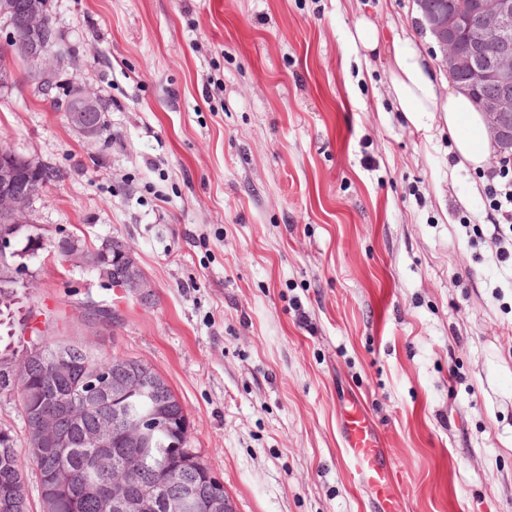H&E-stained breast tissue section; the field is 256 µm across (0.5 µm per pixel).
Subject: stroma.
Here are the masks:
<instances>
[{
  "label": "stroma",
  "mask_w": 512,
  "mask_h": 512,
  "mask_svg": "<svg viewBox=\"0 0 512 512\" xmlns=\"http://www.w3.org/2000/svg\"><path fill=\"white\" fill-rule=\"evenodd\" d=\"M52 97L0 90V146L58 170L30 231L116 237L143 303L89 267L27 258L0 354L31 334L153 364L236 512H374L342 446L356 395L398 512H512V229L442 113L411 122L388 51L449 77L415 0H50ZM380 51L348 41L359 17ZM105 103L92 141L57 102ZM113 320L85 319L89 305Z\"/></svg>",
  "instance_id": "35a3bbf8"
}]
</instances>
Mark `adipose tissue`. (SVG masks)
I'll list each match as a JSON object with an SVG mask.
<instances>
[{"label": "adipose tissue", "instance_id": "obj_1", "mask_svg": "<svg viewBox=\"0 0 512 512\" xmlns=\"http://www.w3.org/2000/svg\"><path fill=\"white\" fill-rule=\"evenodd\" d=\"M391 88L400 111L409 120L429 112L444 113L458 154L474 167L482 166L489 140L481 111L468 95L456 89L450 90L445 99H438L421 63L420 52L410 39L395 43Z\"/></svg>", "mask_w": 512, "mask_h": 512}]
</instances>
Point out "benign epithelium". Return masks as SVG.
<instances>
[{
  "instance_id": "benign-epithelium-1",
  "label": "benign epithelium",
  "mask_w": 512,
  "mask_h": 512,
  "mask_svg": "<svg viewBox=\"0 0 512 512\" xmlns=\"http://www.w3.org/2000/svg\"><path fill=\"white\" fill-rule=\"evenodd\" d=\"M422 21L440 49L442 61L454 76L455 87L467 94L488 83L493 91L478 98L487 124L491 145L495 148L491 162L512 160V0H483L472 8L465 0H417ZM9 27L13 49L23 58L39 64L38 83L51 91L60 59L50 48L51 32L44 27L43 13L34 3L20 6L16 0H0V21ZM98 96L82 89L71 92L64 104L68 122L80 128L87 138L96 140L103 132L99 118ZM25 157L14 154L0 157V216L10 220L0 231V251L9 241L14 228L23 223V203L15 192L24 179ZM103 256L112 255V278L134 293L141 301L151 300V284L136 265L129 247L113 237L102 240L95 248ZM50 370L54 376L71 374L75 368L71 351H39L22 356L8 368L13 386L23 393L31 382L34 364ZM144 394L155 397L148 416L128 412L129 399ZM66 404L85 412L98 407L94 422L82 429L84 444L98 450L92 456L94 468L112 470V483L98 493L97 512H152L155 502L162 500L165 512H185L192 484L160 485L146 475L138 476L134 468L117 473L116 457L104 449L117 443L124 448H146L152 427L163 423L180 446L182 425L169 422L171 401L164 389L163 378L153 365L133 359L119 358L112 371L85 368L82 379L71 386ZM112 408H106V404ZM28 448L38 455L48 448L56 459H66L72 451L65 422L53 413H28L26 423ZM182 470L202 473L217 486L205 498L204 512H235L224 493L223 483L202 460L188 458Z\"/></svg>"
}]
</instances>
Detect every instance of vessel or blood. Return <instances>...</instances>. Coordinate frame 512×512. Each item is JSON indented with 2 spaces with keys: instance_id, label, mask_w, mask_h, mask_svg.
<instances>
[{
  "instance_id": "1",
  "label": "vessel or blood",
  "mask_w": 512,
  "mask_h": 512,
  "mask_svg": "<svg viewBox=\"0 0 512 512\" xmlns=\"http://www.w3.org/2000/svg\"><path fill=\"white\" fill-rule=\"evenodd\" d=\"M343 447L354 475L374 493L382 512H396L391 498L392 469L389 453L367 410L360 402L345 406L340 420Z\"/></svg>"
}]
</instances>
